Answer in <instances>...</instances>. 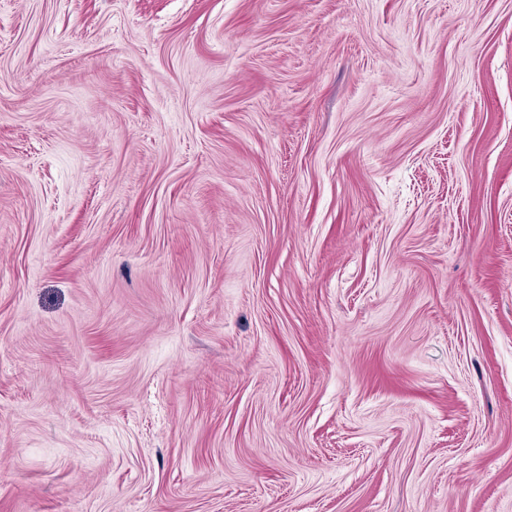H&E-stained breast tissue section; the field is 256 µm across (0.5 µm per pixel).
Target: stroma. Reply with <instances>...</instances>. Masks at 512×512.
Listing matches in <instances>:
<instances>
[{"instance_id": "1", "label": "stroma", "mask_w": 512, "mask_h": 512, "mask_svg": "<svg viewBox=\"0 0 512 512\" xmlns=\"http://www.w3.org/2000/svg\"><path fill=\"white\" fill-rule=\"evenodd\" d=\"M0 512H512V0H0Z\"/></svg>"}]
</instances>
